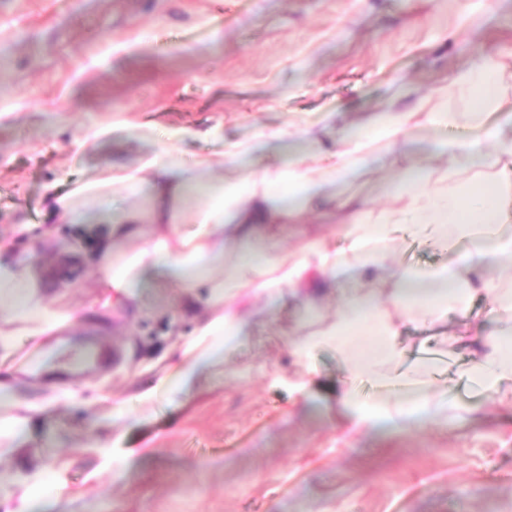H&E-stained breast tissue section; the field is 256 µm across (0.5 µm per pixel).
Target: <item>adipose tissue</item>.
Here are the masks:
<instances>
[{"mask_svg": "<svg viewBox=\"0 0 512 512\" xmlns=\"http://www.w3.org/2000/svg\"><path fill=\"white\" fill-rule=\"evenodd\" d=\"M502 68L500 57L487 55L452 76L454 86L496 106L500 116L492 122L484 113H472L476 137L448 138L436 176L412 164L408 131L414 125L452 131L459 113L383 112L367 122L340 126L335 113L328 112L322 123L334 135L316 166H305L281 150L284 142L300 139L302 125L259 124L249 140L225 142L222 155L224 161L239 164L264 156L266 162L255 177L208 179L186 168L173 153L135 167L116 158L82 186L50 194L51 214L60 224H83L92 200L112 198V206L97 217L106 227L103 307L134 300L149 277L175 282L188 299L199 288L210 289L214 315L198 325L173 373L163 381L162 388L173 400H190L213 356L238 343L252 320L271 318L286 295L314 298L335 293L342 296L340 313L317 333L294 341L293 348L303 357L311 348L330 346L346 361L350 386L342 409L347 433L398 430L436 417L443 396L422 391L410 399L387 395L370 402L354 384L367 378L388 391L436 368V361L428 358L408 360L397 315L431 323L451 314L465 318L478 295L489 301L499 325L487 333L482 351L463 364L459 377L481 393L512 399V285L490 273L498 259L512 258V195L497 189L498 184H512V138L506 135L512 129V103L501 101ZM403 159L410 162L406 177L393 183L390 193L408 197V206L387 208L373 219L366 200H337L334 185L348 180L360 165ZM472 168L492 169V180L459 183V174ZM134 198L144 199L145 207L131 206ZM338 202L351 211L339 234L342 247L333 248L321 239L310 242L299 258L281 255L274 225L296 223L301 212ZM478 229L485 245L463 252L452 266L401 270L385 294L365 286L361 271L348 264L349 256L386 249L403 235L451 249L473 239ZM242 245L247 254L231 273H224L226 252ZM38 286L29 267L0 263V308L24 316L33 336L51 332L61 320L48 309ZM257 298L265 300L264 308L254 307ZM0 401L15 407L14 413L0 415V438L8 437L11 447H22L35 407L18 402L5 381L0 382Z\"/></svg>", "mask_w": 512, "mask_h": 512, "instance_id": "adipose-tissue-1", "label": "adipose tissue"}]
</instances>
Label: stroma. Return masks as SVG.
<instances>
[{
  "label": "stroma",
  "instance_id": "1",
  "mask_svg": "<svg viewBox=\"0 0 512 512\" xmlns=\"http://www.w3.org/2000/svg\"><path fill=\"white\" fill-rule=\"evenodd\" d=\"M512 48V0H0V261L30 265L49 308L69 320L44 342L47 365L17 373V352L36 344L21 323L12 351L0 350V375L17 396L39 404L28 441L0 452V482L39 491L52 512H512V402L449 384L457 365L492 328L482 300L468 320L404 321L410 352L438 358L420 389L460 407L448 421L392 435H344L346 367L335 351L311 353L302 368L287 343L319 330L340 310L335 297L291 298L265 327L219 358L185 404L142 388L171 373L207 312L208 289L194 300L179 288L142 289L137 300L97 309L103 226L56 224L47 192L66 193L121 155L178 152L186 167L223 153L225 136H250L254 121L284 126L304 116L306 165L328 135L319 118L341 123L421 101L460 113L455 134L474 135L473 99L448 85L450 72L481 53ZM113 125L95 146L85 138ZM152 129L142 139L129 126ZM175 128L198 131L177 141ZM400 166L362 165L335 191L360 193L372 210L391 205ZM340 209L306 212L279 227L281 252L297 257L306 241L334 236ZM455 251L398 240L369 261L386 279L406 267L450 264ZM464 336L448 346V332ZM111 352L106 365L76 367L74 349ZM127 416L110 430L95 421L117 405ZM148 457L120 470L111 460L139 448Z\"/></svg>",
  "mask_w": 512,
  "mask_h": 512
}]
</instances>
